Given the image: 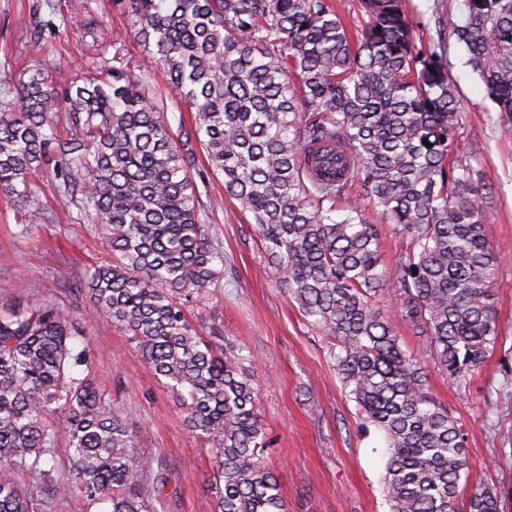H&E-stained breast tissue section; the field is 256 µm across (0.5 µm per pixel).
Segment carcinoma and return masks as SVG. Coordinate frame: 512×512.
Masks as SVG:
<instances>
[{
  "label": "carcinoma",
  "instance_id": "carcinoma-1",
  "mask_svg": "<svg viewBox=\"0 0 512 512\" xmlns=\"http://www.w3.org/2000/svg\"><path fill=\"white\" fill-rule=\"evenodd\" d=\"M118 2L144 51L134 69L90 0H64L36 25L34 54L70 23L92 43L68 88L35 66L13 99H0V195L18 223H53L32 180L45 171L75 220L100 231L112 262L75 275L76 290L136 342L176 392L186 429L215 453L212 512L287 508L262 464L269 439L251 356L213 348L189 319V305L220 292L224 275L191 176L195 143L252 215L275 283L327 339L359 412L385 434L389 512H502L512 486L476 488L459 503L465 434L400 334L408 329L458 385L502 345L487 186L455 159L463 115L445 44L417 45L404 0H357L354 34L329 0ZM465 12L453 34L497 125L511 127L512 0H465ZM155 69L190 127L173 130L148 85ZM368 205L405 242L388 260ZM36 288L0 309V512H160L165 468L136 448L76 347L79 316L29 300Z\"/></svg>",
  "mask_w": 512,
  "mask_h": 512
}]
</instances>
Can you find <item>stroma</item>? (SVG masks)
<instances>
[{"mask_svg": "<svg viewBox=\"0 0 512 512\" xmlns=\"http://www.w3.org/2000/svg\"><path fill=\"white\" fill-rule=\"evenodd\" d=\"M47 0H0V98L11 92L31 55L26 33L49 19ZM417 41L444 40L450 73L464 113L457 156L481 167L494 194L486 233L501 257L492 283L503 346L464 385L433 374L437 398L468 435L470 486L512 485V129L496 124L494 104L468 63L452 30L464 19L463 0H406ZM83 32L60 29L40 55L66 88L80 70ZM200 201L224 249V288L194 308L197 328L216 347L255 352L252 366L260 392L258 408L270 445L265 466L281 486L288 512H388L383 475L386 441L364 425L339 380L327 341L312 330L269 271L253 220L224 191L222 175L205 172ZM45 200L52 224L22 233L7 199L0 197V304L29 283L40 296L85 315L87 348L98 374L118 389L138 448L161 460L169 474L167 512H211L216 460L209 447L186 430L179 405L163 380L140 359L134 343L110 321L87 317L88 301L73 289L66 265L76 258L91 267L108 260L98 232L74 224L53 193Z\"/></svg>", "mask_w": 512, "mask_h": 512, "instance_id": "1", "label": "stroma"}]
</instances>
